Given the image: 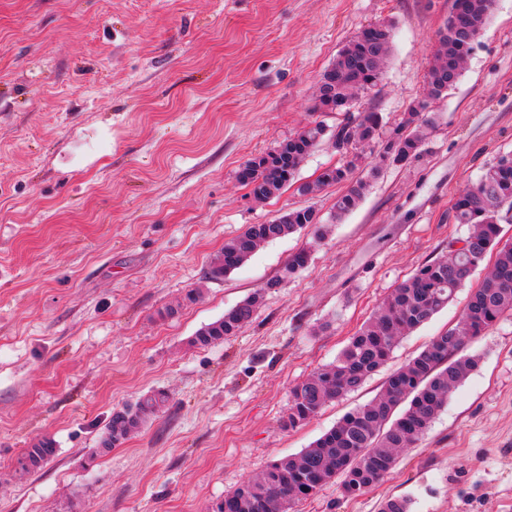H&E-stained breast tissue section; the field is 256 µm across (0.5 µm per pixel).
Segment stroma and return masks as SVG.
<instances>
[{"label":"stroma","instance_id":"1","mask_svg":"<svg viewBox=\"0 0 512 512\" xmlns=\"http://www.w3.org/2000/svg\"><path fill=\"white\" fill-rule=\"evenodd\" d=\"M453 0H0V512H211L272 460L306 448L455 325L466 302L405 336L385 371L307 424L289 393L333 361L379 302L467 231L452 204L512 153V0H495L462 75L428 109L419 158L382 167L335 218L341 186L253 199L249 159L317 120L319 79L361 29L392 34L382 82L353 102L392 128L422 98ZM306 228L208 276L226 240L282 211ZM311 260L267 289L299 249ZM200 298L183 304L187 290ZM252 323L190 340L258 289ZM178 306L174 317L159 311ZM479 363L427 433L361 496L326 484L294 512H512V316L467 345ZM170 404L109 452L113 409ZM54 458L19 477L37 439Z\"/></svg>","mask_w":512,"mask_h":512}]
</instances>
